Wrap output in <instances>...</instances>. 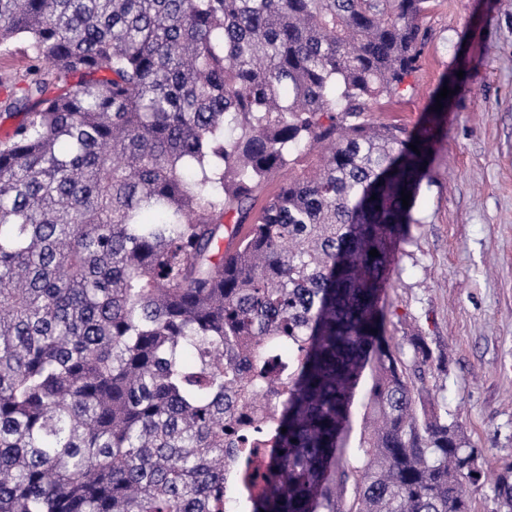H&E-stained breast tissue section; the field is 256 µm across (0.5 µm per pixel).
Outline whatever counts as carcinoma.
Instances as JSON below:
<instances>
[{"label": "carcinoma", "instance_id": "obj_1", "mask_svg": "<svg viewBox=\"0 0 512 512\" xmlns=\"http://www.w3.org/2000/svg\"><path fill=\"white\" fill-rule=\"evenodd\" d=\"M430 7L0 0L33 62L0 137V512H473L445 353L380 305L435 120L370 112Z\"/></svg>", "mask_w": 512, "mask_h": 512}]
</instances>
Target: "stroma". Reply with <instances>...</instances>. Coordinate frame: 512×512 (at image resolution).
<instances>
[{
    "instance_id": "obj_1",
    "label": "stroma",
    "mask_w": 512,
    "mask_h": 512,
    "mask_svg": "<svg viewBox=\"0 0 512 512\" xmlns=\"http://www.w3.org/2000/svg\"><path fill=\"white\" fill-rule=\"evenodd\" d=\"M412 92L371 115L417 127L443 81L457 83L383 300L388 335L418 329L448 356L430 373L440 410L473 447L474 512H499L493 484L512 462V0H434ZM31 64L26 41L0 50V104Z\"/></svg>"
}]
</instances>
